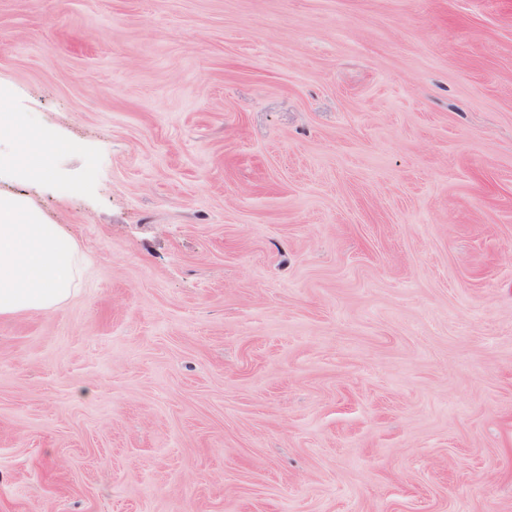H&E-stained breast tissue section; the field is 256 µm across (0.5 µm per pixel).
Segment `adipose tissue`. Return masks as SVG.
<instances>
[{
	"instance_id": "adipose-tissue-1",
	"label": "adipose tissue",
	"mask_w": 512,
	"mask_h": 512,
	"mask_svg": "<svg viewBox=\"0 0 512 512\" xmlns=\"http://www.w3.org/2000/svg\"><path fill=\"white\" fill-rule=\"evenodd\" d=\"M78 249L59 225L23 202L0 198V317L54 311L72 295Z\"/></svg>"
}]
</instances>
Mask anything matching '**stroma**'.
<instances>
[{
	"mask_svg": "<svg viewBox=\"0 0 512 512\" xmlns=\"http://www.w3.org/2000/svg\"><path fill=\"white\" fill-rule=\"evenodd\" d=\"M0 96V512H512V0H0ZM14 162L19 166L36 165L43 174L49 171L45 153L38 147L36 141L29 140L26 135L19 137V150L14 156ZM78 249L57 224L23 202L0 198V317L54 311L72 295Z\"/></svg>",
	"mask_w": 512,
	"mask_h": 512,
	"instance_id": "1",
	"label": "stroma"
}]
</instances>
